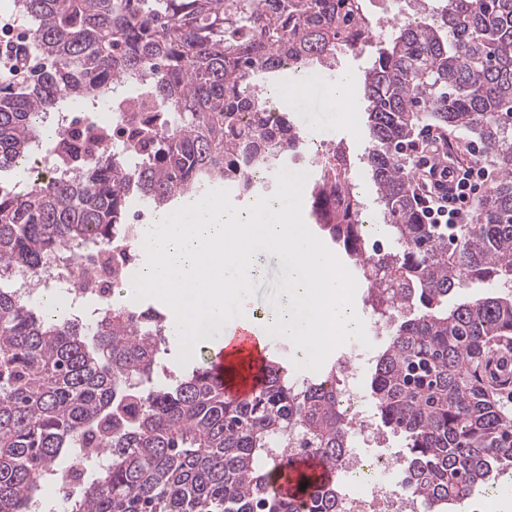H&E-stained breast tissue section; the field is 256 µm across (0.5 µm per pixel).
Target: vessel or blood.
I'll list each match as a JSON object with an SVG mask.
<instances>
[{
    "mask_svg": "<svg viewBox=\"0 0 512 512\" xmlns=\"http://www.w3.org/2000/svg\"><path fill=\"white\" fill-rule=\"evenodd\" d=\"M271 353V340L259 326L237 318L213 340L208 367L214 381L225 383L227 395L243 399L259 388L262 369Z\"/></svg>",
    "mask_w": 512,
    "mask_h": 512,
    "instance_id": "1",
    "label": "vessel or blood"
}]
</instances>
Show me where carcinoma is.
<instances>
[{"instance_id":"1","label":"carcinoma","mask_w":512,"mask_h":512,"mask_svg":"<svg viewBox=\"0 0 512 512\" xmlns=\"http://www.w3.org/2000/svg\"><path fill=\"white\" fill-rule=\"evenodd\" d=\"M429 23L393 28L363 74L376 204L396 248L362 266L388 297L371 308L388 322L371 374L377 422L406 441L408 486L429 512L473 499L512 469V412L497 397L493 362L512 335V0H440ZM30 45L0 86V173L22 167L43 114L107 100L114 81L144 75L128 98L149 103L112 151L100 121L84 179L24 190L0 181V268L35 272L78 238H121L132 200L181 206L239 169H269L304 146L283 114L269 124L247 77L277 82L293 70L333 74L370 28L363 0H17ZM429 119L476 136L497 172L475 223L448 232L424 224L398 150ZM338 143L310 191L318 230L347 255L361 249L363 203ZM468 279L491 285L448 298ZM406 308L398 320L391 305ZM168 323L106 306L88 327L40 317L0 287V512H29L38 479L80 477L102 450L108 463L82 485L71 512H337L336 485L298 472L309 493L280 494L274 473L300 444L330 468L348 447L333 382L295 383L271 360L263 386L233 401L205 368L156 385ZM75 451L67 469L59 460Z\"/></svg>"}]
</instances>
